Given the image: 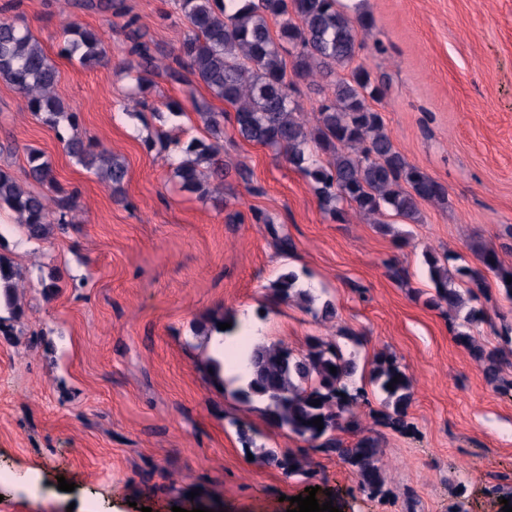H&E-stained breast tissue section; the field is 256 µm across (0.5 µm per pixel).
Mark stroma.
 Masks as SVG:
<instances>
[{
    "label": "stroma",
    "instance_id": "stroma-1",
    "mask_svg": "<svg viewBox=\"0 0 512 512\" xmlns=\"http://www.w3.org/2000/svg\"><path fill=\"white\" fill-rule=\"evenodd\" d=\"M362 16L357 61L382 79L372 107L406 160L448 186L419 223L392 232L321 207L308 178L268 147L225 137L224 160L249 171L225 179L223 205L180 191L172 158L148 142L200 137L194 101L227 111L204 86L155 79L148 108L124 106V20L63 0H0V17L27 26L59 71V98L79 114L78 134L118 153L126 200L114 202L68 157L50 124L0 80V165L21 173L25 151L43 152L56 180L81 191L73 224L27 241L0 213V253L24 279L22 315L0 331V512H285L317 488L340 512H500L512 500V391L487 383L450 332L449 316L416 299L430 289L425 251L477 266L476 250L512 225V0H342ZM129 15L170 54L187 27L173 0H124ZM74 22L105 32L106 61L84 66L62 52ZM182 102L179 128L153 114ZM242 221L230 220L232 212ZM268 216L252 223L253 214ZM396 262L407 280L390 276ZM287 267L303 272L334 319L278 304L269 286ZM224 313L252 335L290 348L307 337L361 336L359 362L396 355L413 378L412 429L379 424L377 398L359 405L377 438L387 494L358 489L336 456L308 449L209 377L192 328ZM256 443L307 456L312 477H289L249 459L238 426ZM74 491L58 490L59 479Z\"/></svg>",
    "mask_w": 512,
    "mask_h": 512
}]
</instances>
